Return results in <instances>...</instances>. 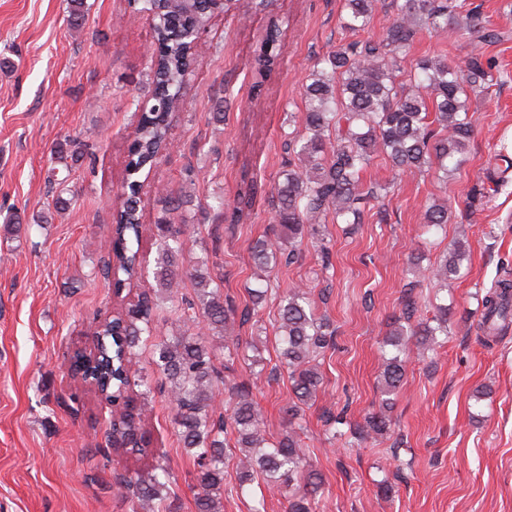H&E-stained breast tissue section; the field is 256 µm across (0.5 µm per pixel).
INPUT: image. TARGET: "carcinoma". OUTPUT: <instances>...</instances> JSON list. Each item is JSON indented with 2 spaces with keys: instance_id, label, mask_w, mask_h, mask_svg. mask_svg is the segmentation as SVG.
Here are the masks:
<instances>
[{
  "instance_id": "obj_1",
  "label": "carcinoma",
  "mask_w": 512,
  "mask_h": 512,
  "mask_svg": "<svg viewBox=\"0 0 512 512\" xmlns=\"http://www.w3.org/2000/svg\"><path fill=\"white\" fill-rule=\"evenodd\" d=\"M155 13L156 55L150 60L153 110L144 114L129 149L126 168L136 170L122 184L116 198L114 241L106 269L116 268L114 288L131 285L141 277L138 251L132 248L141 234L139 197L134 181L146 167L157 162L170 144L168 111L190 78V40L183 34L206 26L213 14L212 0H141ZM378 0H347L341 26L362 32L370 25ZM392 19L383 36L339 48L321 61L305 87L304 132L295 139L296 153L303 165L291 168L275 187L274 218L281 234L275 243L258 241L253 246L254 263L270 273L282 262L299 255L306 225L319 234L317 223L328 212L338 224L361 220L360 174L374 156L386 155L402 173L424 175L437 160L438 180L448 184V174L462 163L463 150L473 135L466 118L471 97L488 91L494 80L490 60L480 53L467 59L460 70L443 59H422L404 82L394 72L401 69L410 43L421 30L437 32L451 28L458 39L477 46L508 38L490 23L476 19L468 0H390ZM280 29L267 31L257 62L259 72L272 70L278 52ZM424 226L438 231L448 223V207L432 202L424 206ZM159 261L154 272L158 292L144 295L128 308L125 318L100 322L94 330L100 357L86 372L98 382L99 390L117 399L137 392L143 405L151 402V387L132 368L140 342L153 335V317L158 293L174 298L181 281L180 265L192 255L190 237L182 228L158 222ZM467 251L455 240L448 252L432 267L433 277L448 280L460 275ZM198 291V302L181 309L184 324H204L211 335L232 346L240 345L234 335L235 311L224 304L213 278L193 267L188 271ZM268 286L251 289L253 308L241 313L247 323L265 303ZM311 290L297 286L288 291L279 313L278 341L281 363L288 370L292 401L288 406V431L278 440L267 438L266 424L252 391L231 387L225 400L229 419L236 432L239 457L238 487L245 491L259 478L270 492L292 488L287 512H315L323 475L303 449L295 421L304 406L315 399L322 385L317 359L331 345L333 330L317 317L310 299ZM418 302L406 298L403 318L395 319L380 347L383 371L380 375L379 409L370 413L359 427L362 438L384 435L391 428L388 412L402 386L406 363L412 352L425 357L448 335V305L436 307L427 321L410 323ZM481 319L477 324L484 343L497 341L512 325V274L504 272L481 299ZM156 365L168 384V393L178 410V435L183 447L196 458L201 492L196 497L197 512H220L224 488V415L215 412L214 392L222 382L214 363L209 337L184 333L158 344ZM171 477L164 454L155 457L147 474L131 478L132 498L144 512L161 499Z\"/></svg>"
}]
</instances>
